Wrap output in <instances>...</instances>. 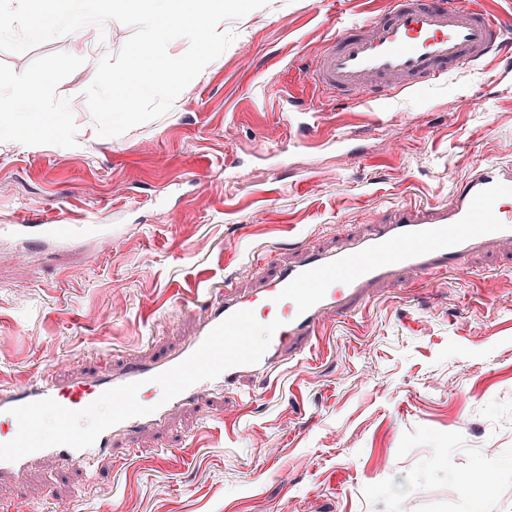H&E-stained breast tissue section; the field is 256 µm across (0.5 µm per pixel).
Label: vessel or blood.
I'll return each instance as SVG.
<instances>
[{"label":"vessel or blood","mask_w":512,"mask_h":512,"mask_svg":"<svg viewBox=\"0 0 512 512\" xmlns=\"http://www.w3.org/2000/svg\"><path fill=\"white\" fill-rule=\"evenodd\" d=\"M503 44L499 17L487 9L455 0H392L365 29L326 41L309 75L312 84L339 95L363 99L372 90L398 86L437 87L459 67L487 57ZM286 118L299 138L318 137L317 113L290 101ZM512 167L488 163L473 168L446 203L397 206L383 222L331 248L301 249L279 266L262 287L231 297L207 286L198 322L182 345L155 359H130L116 369L61 381L35 376L23 382L0 378V444L11 441L19 424L13 407L42 399L80 410L108 389L140 382L138 400L150 414L129 418L105 430L83 449L48 447L16 461L0 460V481H19L30 464L44 458L97 478L112 463L115 437L133 442L155 429L171 411L197 408L223 397L226 387L245 376L269 377L296 354V345L318 338L326 320L344 314L368 288L418 271L438 278L459 259L491 242H512ZM108 224L75 223L65 216L35 224H13L9 234L22 248H66L81 239L111 235ZM280 320L258 363L239 365L203 380L167 401L150 397V379L182 362L208 333L234 312Z\"/></svg>","instance_id":"b4317fda"}]
</instances>
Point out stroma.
<instances>
[{"instance_id":"35a3bbf8","label":"stroma","mask_w":512,"mask_h":512,"mask_svg":"<svg viewBox=\"0 0 512 512\" xmlns=\"http://www.w3.org/2000/svg\"><path fill=\"white\" fill-rule=\"evenodd\" d=\"M476 2L505 26L500 54L376 109L308 76L325 40L387 0H269L220 24L235 40L170 111L117 137L98 136L84 91L134 27L0 51V72L38 87L58 120L0 138V225L63 213L112 227L111 243L66 252L0 241V375L159 357L190 330L187 289L258 288L294 247L338 245L395 205L447 201L476 166L512 165V0ZM292 95L364 155L289 145ZM126 448L116 439L122 464L92 482L41 462L0 487V512H512V243L465 257L439 288L412 273L374 288L275 391L243 378Z\"/></svg>"}]
</instances>
